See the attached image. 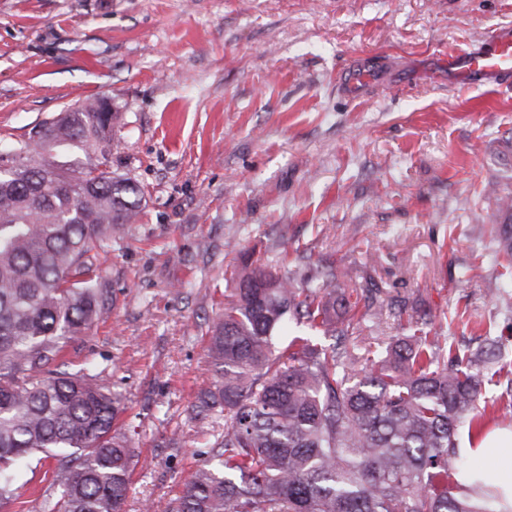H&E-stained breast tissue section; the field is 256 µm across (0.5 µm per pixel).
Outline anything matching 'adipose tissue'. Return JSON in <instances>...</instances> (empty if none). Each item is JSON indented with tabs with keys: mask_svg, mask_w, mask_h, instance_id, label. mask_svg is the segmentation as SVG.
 <instances>
[{
	"mask_svg": "<svg viewBox=\"0 0 512 512\" xmlns=\"http://www.w3.org/2000/svg\"><path fill=\"white\" fill-rule=\"evenodd\" d=\"M470 453L486 466L477 474L465 475V482H482L493 490L501 506L512 507V430L487 433Z\"/></svg>",
	"mask_w": 512,
	"mask_h": 512,
	"instance_id": "ef3b65f1",
	"label": "adipose tissue"
}]
</instances>
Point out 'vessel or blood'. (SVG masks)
<instances>
[{"mask_svg":"<svg viewBox=\"0 0 512 512\" xmlns=\"http://www.w3.org/2000/svg\"><path fill=\"white\" fill-rule=\"evenodd\" d=\"M444 62L448 77L466 82L512 78V29L483 36L466 48L448 53Z\"/></svg>","mask_w":512,"mask_h":512,"instance_id":"obj_1","label":"vessel or blood"}]
</instances>
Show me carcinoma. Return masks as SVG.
Segmentation results:
<instances>
[{
  "label": "carcinoma",
  "instance_id": "1",
  "mask_svg": "<svg viewBox=\"0 0 512 512\" xmlns=\"http://www.w3.org/2000/svg\"><path fill=\"white\" fill-rule=\"evenodd\" d=\"M93 105L0 156V507L16 498L19 464L44 453L57 466L42 512H125L133 450L114 429L120 396L96 375L51 368L106 311L97 256L141 211V190L112 172L118 113ZM71 149L85 160L59 159ZM493 242L502 271L486 293L510 310L512 225ZM360 279L330 267L299 283L291 270L238 265L211 326L217 380L190 410L204 428L224 416L221 463L201 465L170 512H503L486 486L462 482L459 448L487 409L481 367L501 353L454 350L406 305L412 334L372 349L385 303L366 296L361 322L342 291ZM290 319L337 344L277 351Z\"/></svg>",
  "mask_w": 512,
  "mask_h": 512
}]
</instances>
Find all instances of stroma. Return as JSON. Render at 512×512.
I'll return each mask as SVG.
<instances>
[{
    "label": "stroma",
    "mask_w": 512,
    "mask_h": 512,
    "mask_svg": "<svg viewBox=\"0 0 512 512\" xmlns=\"http://www.w3.org/2000/svg\"><path fill=\"white\" fill-rule=\"evenodd\" d=\"M499 28L512 0H0V143L111 98L112 168L144 195L98 256L106 313L61 357L122 395L126 512H167L213 458L224 426L189 407L242 259L368 270L394 307L382 339L409 335V300L512 364V313L474 265L512 224L487 191L512 193V81L453 83L439 60Z\"/></svg>",
    "instance_id": "1"
}]
</instances>
